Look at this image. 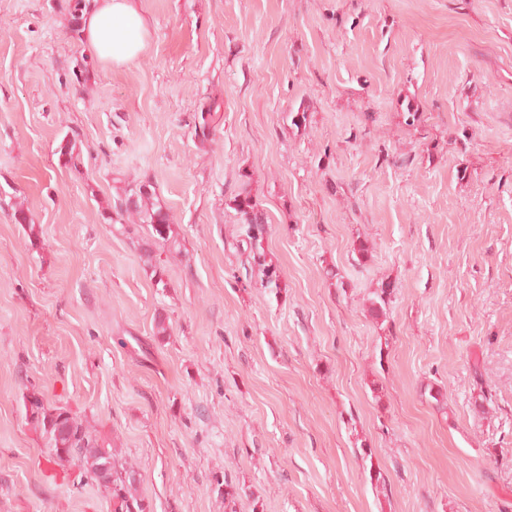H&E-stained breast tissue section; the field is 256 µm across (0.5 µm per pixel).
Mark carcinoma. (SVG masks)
<instances>
[{
    "label": "carcinoma",
    "instance_id": "carcinoma-1",
    "mask_svg": "<svg viewBox=\"0 0 512 512\" xmlns=\"http://www.w3.org/2000/svg\"><path fill=\"white\" fill-rule=\"evenodd\" d=\"M59 161L75 171L84 167L75 139L60 145ZM233 202L244 226L242 242L246 243L248 250L246 261L262 272V286L278 295L282 292L281 280L264 247L265 216L248 193L236 195ZM107 209L112 213L108 217L110 223L120 225L126 233L130 232L132 225L146 227L148 237L140 245L141 257L145 266L151 269L155 283L167 287L156 264L153 246L176 251L181 249V242L173 216L156 194L154 186L148 181L133 187L127 185ZM392 293L389 283L375 289L372 297L368 298L369 313L376 318L385 316ZM24 404L29 423L46 441L48 462L74 469L80 481H91L107 490L112 497L113 512H153L151 503L137 493L138 471L135 465L119 461L116 449L106 445L96 429L63 408L48 407L42 394L35 390L26 394ZM367 471L376 494L388 497V480L381 469L371 464ZM213 482L218 495L224 500V512H237V502L244 493L243 486L223 473L214 475Z\"/></svg>",
    "mask_w": 512,
    "mask_h": 512
}]
</instances>
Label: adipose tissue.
Here are the masks:
<instances>
[{
	"mask_svg": "<svg viewBox=\"0 0 512 512\" xmlns=\"http://www.w3.org/2000/svg\"><path fill=\"white\" fill-rule=\"evenodd\" d=\"M81 27L88 49L105 64L122 66L143 51L148 27L133 0H94Z\"/></svg>",
	"mask_w": 512,
	"mask_h": 512,
	"instance_id": "obj_1",
	"label": "adipose tissue"
}]
</instances>
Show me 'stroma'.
Returning <instances> with one entry per match:
<instances>
[{"mask_svg":"<svg viewBox=\"0 0 512 512\" xmlns=\"http://www.w3.org/2000/svg\"><path fill=\"white\" fill-rule=\"evenodd\" d=\"M135 5L141 56L83 70L69 0H0V512H112L48 462L33 389L112 438L154 512H224L220 472L238 512H512V0ZM119 178L174 217L165 287L146 229L102 218ZM244 189L281 294L244 267ZM355 452L357 453L358 457H360L363 464H365L363 465V468L365 472L368 471L370 484L375 490L377 496L382 494L383 497H388V480L380 468L376 469L374 467L372 462V448H368V446H365V444H361L359 448H356ZM367 461H369V468H367ZM215 490L224 500V512H237V502L245 493V489L239 483L229 479L224 473L215 474L213 477Z\"/></svg>","mask_w":512,"mask_h":512,"instance_id":"35a3bbf8","label":"stroma"}]
</instances>
